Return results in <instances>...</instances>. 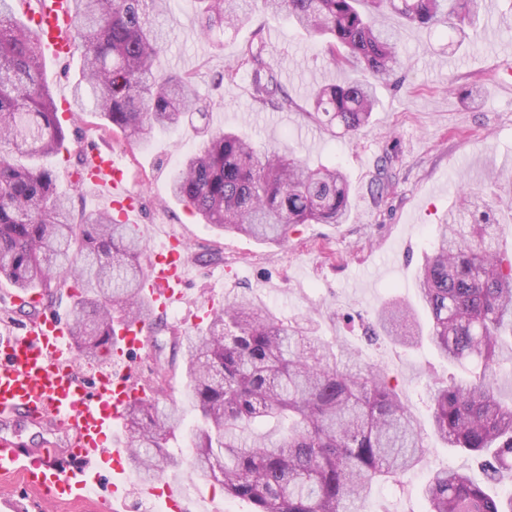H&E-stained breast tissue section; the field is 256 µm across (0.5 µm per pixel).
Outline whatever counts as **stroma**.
Returning a JSON list of instances; mask_svg holds the SVG:
<instances>
[{
  "label": "stroma",
  "mask_w": 512,
  "mask_h": 512,
  "mask_svg": "<svg viewBox=\"0 0 512 512\" xmlns=\"http://www.w3.org/2000/svg\"><path fill=\"white\" fill-rule=\"evenodd\" d=\"M158 22L169 31L158 60L167 72L194 77L207 102L206 117L170 131H155L149 144L122 137L92 138L91 112L64 116L67 150L47 159L60 193L75 214L110 208L105 192L71 178L84 152L124 153L131 185L143 206L139 232L146 254L169 237L186 240L188 270L184 297L156 320L151 342L130 355L131 380L141 385L164 365L172 380L168 400L176 401L180 426L168 443L172 462L153 484L140 483L126 467L122 512H161L149 487L184 486L183 512H253L249 501L226 497L207 481L190 477L188 435L198 413L181 400L185 383L182 353L175 336L197 328L198 315L211 303L247 296L265 303L283 320L308 319L319 336L360 352L385 372L417 423L429 434L428 452L400 481L380 483L360 503L361 512H422V486L430 472L452 467L481 478L474 459L432 438L429 388L434 380L467 379V368L442 359L430 344L393 345L387 338L368 343L364 328L384 303L418 306L416 278L437 224L453 211L461 190L491 207L499 248L512 254V0H480L464 32L430 30L390 17L404 60L401 82L377 85L379 108L358 135L337 137L307 115L308 97L322 84L350 81L286 15L256 8L233 35L199 32L193 0H174ZM263 42L280 86L291 101L278 109L256 100L251 71L239 62L248 44ZM232 129L259 147L294 151L310 166H340L351 184L352 206L342 224H301L283 243H261L222 234L199 223L174 200L170 177L180 160L202 141L201 126ZM389 159L394 186L382 200L369 187L382 159ZM0 512H100L95 496L44 501L25 488L21 477L0 479Z\"/></svg>",
  "instance_id": "stroma-1"
}]
</instances>
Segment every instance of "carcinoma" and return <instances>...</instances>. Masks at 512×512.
Returning <instances> with one entry per match:
<instances>
[{
    "mask_svg": "<svg viewBox=\"0 0 512 512\" xmlns=\"http://www.w3.org/2000/svg\"><path fill=\"white\" fill-rule=\"evenodd\" d=\"M73 39L83 50V79L73 108L99 115L95 130L119 131L140 143L155 129L204 114L187 75L163 74L156 59L166 42L157 17L169 0H72ZM255 0H195L199 31L233 29ZM283 12L324 56L363 73L345 85L314 91L309 117L356 135L369 124L375 82L403 66L386 11L426 28L460 30L474 0H260ZM254 97L271 98L278 82L264 46H248ZM65 135L47 83L35 33L0 0V279L21 293L68 288V328L80 356L107 357L127 324L145 320L142 238L109 213L75 215L39 161L60 153ZM393 186L386 168L371 183L375 199ZM171 195L202 223L256 241L281 243L299 224H341L350 186L338 168L313 169L245 136L203 129V143L179 163ZM438 225L437 240L417 278L429 317L393 303L378 325L393 341L428 338L448 363L473 364L471 376L436 385L433 433L477 458L491 481L512 475V404L496 394L495 369L512 362V258L498 250L495 225ZM184 352L185 401L200 413L191 434L194 475L224 495L246 499L253 512H360L373 485L412 470L426 437L395 389L377 371L297 321H283L252 300L212 310L207 328L176 337ZM170 385L154 373L145 400L126 412L125 444L138 476L159 477L175 436L174 414L157 395ZM273 425L276 437L260 432ZM425 512H512V491L497 493L465 472L433 473L423 487Z\"/></svg>",
    "mask_w": 512,
    "mask_h": 512,
    "instance_id": "obj_1",
    "label": "carcinoma"
}]
</instances>
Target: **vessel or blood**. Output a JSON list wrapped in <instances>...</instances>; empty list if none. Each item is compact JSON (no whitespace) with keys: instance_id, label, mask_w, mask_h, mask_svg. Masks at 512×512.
I'll list each match as a JSON object with an SVG mask.
<instances>
[{"instance_id":"obj_1","label":"vessel or blood","mask_w":512,"mask_h":512,"mask_svg":"<svg viewBox=\"0 0 512 512\" xmlns=\"http://www.w3.org/2000/svg\"><path fill=\"white\" fill-rule=\"evenodd\" d=\"M24 10L44 48L58 58L72 54L70 0H36ZM86 163L87 181L108 188L119 221L128 222L139 214V198L129 186L122 156L95 150ZM181 250V241L172 240L148 264L146 294L158 308L182 298L186 266ZM67 336L61 318L51 314L30 322L22 335L0 336V426L24 422L49 433L64 432L70 453L87 463L100 457L104 444L112 439L113 426L142 391L125 372L115 370L97 372L93 385H85L74 367ZM120 336L122 345L113 357L117 364L128 352L144 348L149 329L137 324L121 330ZM57 454L54 448H22L1 437L0 476L22 475L27 487L46 501L82 497L84 484L72 482L69 473L56 469ZM122 454V449H113L114 479L97 490L101 512H114L123 487Z\"/></svg>"}]
</instances>
